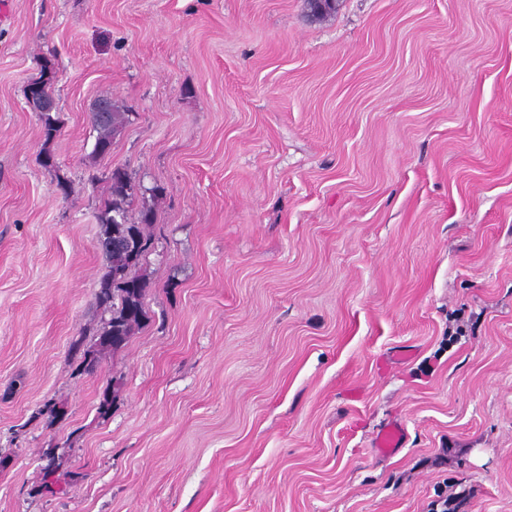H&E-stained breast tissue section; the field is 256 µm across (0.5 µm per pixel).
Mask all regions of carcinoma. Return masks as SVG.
Here are the masks:
<instances>
[{
	"label": "carcinoma",
	"instance_id": "carcinoma-1",
	"mask_svg": "<svg viewBox=\"0 0 512 512\" xmlns=\"http://www.w3.org/2000/svg\"><path fill=\"white\" fill-rule=\"evenodd\" d=\"M107 103L110 111L106 116L91 120L96 131L92 154L97 156L110 153L115 134L127 121L124 110L110 99ZM39 121L45 142L52 141L60 133L59 112H43ZM110 188L112 203L105 205L97 215L99 245L106 260L99 281L98 300L104 305H112V309L95 348L83 352L84 361L90 368L96 361L97 350L123 348L146 317L143 299L147 285L136 275L135 269L152 244L149 228L154 221L153 214L146 210L141 212L138 222L129 221L126 209L128 175L125 171H112Z\"/></svg>",
	"mask_w": 512,
	"mask_h": 512
}]
</instances>
